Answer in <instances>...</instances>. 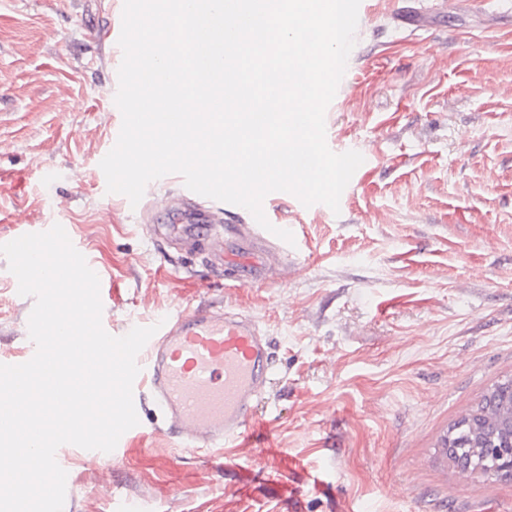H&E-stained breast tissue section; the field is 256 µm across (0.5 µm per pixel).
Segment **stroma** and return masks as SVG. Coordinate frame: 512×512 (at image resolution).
<instances>
[{"label":"stroma","mask_w":512,"mask_h":512,"mask_svg":"<svg viewBox=\"0 0 512 512\" xmlns=\"http://www.w3.org/2000/svg\"><path fill=\"white\" fill-rule=\"evenodd\" d=\"M369 0L326 140L364 158L339 212L287 192L284 281L228 285L109 205L123 0L0 6V210L72 225L104 274L113 335L203 304L253 318L277 381L226 455L159 420L121 457L63 450V512H512V480L443 461L437 440L512 378V0ZM0 255V364L24 358L35 300Z\"/></svg>","instance_id":"1"}]
</instances>
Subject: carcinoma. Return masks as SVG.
Instances as JSON below:
<instances>
[{
	"label": "carcinoma",
	"mask_w": 512,
	"mask_h": 512,
	"mask_svg": "<svg viewBox=\"0 0 512 512\" xmlns=\"http://www.w3.org/2000/svg\"><path fill=\"white\" fill-rule=\"evenodd\" d=\"M512 446V389L506 381L494 384L480 401L448 427L444 457L461 472L482 461L497 462V450Z\"/></svg>",
	"instance_id": "obj_1"
}]
</instances>
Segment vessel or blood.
Masks as SVG:
<instances>
[{
  "label": "vessel or blood",
  "mask_w": 512,
  "mask_h": 512,
  "mask_svg": "<svg viewBox=\"0 0 512 512\" xmlns=\"http://www.w3.org/2000/svg\"><path fill=\"white\" fill-rule=\"evenodd\" d=\"M160 211L172 231L204 247L211 269L234 281L266 277L274 253L248 225L218 234L206 211L174 204ZM137 361L136 410L159 414L180 447L217 452L246 436L276 370L270 341L250 318L212 307L167 317Z\"/></svg>",
  "instance_id": "b4317fda"
}]
</instances>
